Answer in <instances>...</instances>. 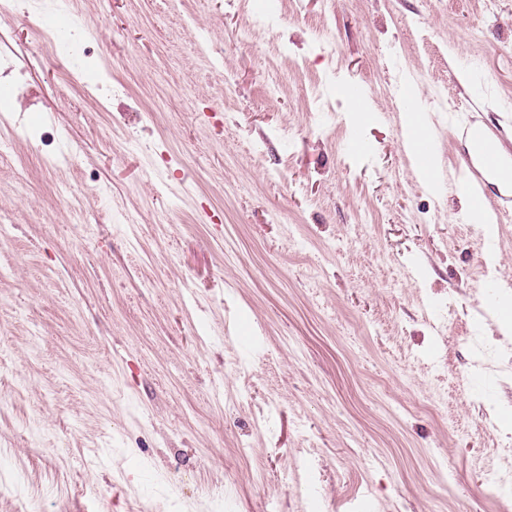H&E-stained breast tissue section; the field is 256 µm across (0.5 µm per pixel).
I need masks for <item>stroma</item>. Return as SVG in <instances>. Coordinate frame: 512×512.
Returning <instances> with one entry per match:
<instances>
[{"instance_id":"stroma-1","label":"stroma","mask_w":512,"mask_h":512,"mask_svg":"<svg viewBox=\"0 0 512 512\" xmlns=\"http://www.w3.org/2000/svg\"><path fill=\"white\" fill-rule=\"evenodd\" d=\"M0 35V512H512V187L490 229L453 178L466 118L512 161V0H29ZM403 125L409 131L406 147H410L419 142L420 139L427 137L429 128L427 121L417 112H403ZM433 152L429 140L419 142L416 148V158L422 163ZM499 297L497 306L502 315L496 322L497 331L507 341H512V293L505 281H499Z\"/></svg>"}]
</instances>
